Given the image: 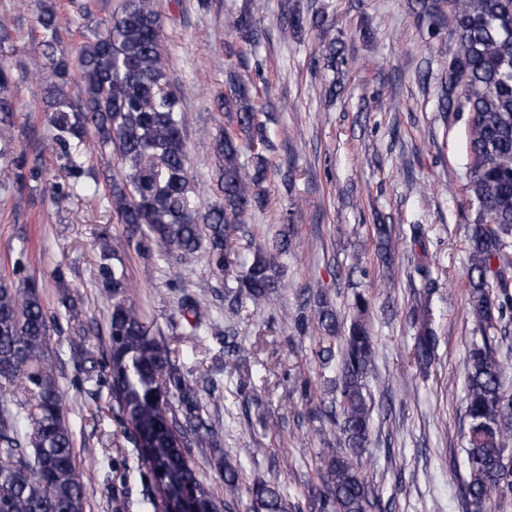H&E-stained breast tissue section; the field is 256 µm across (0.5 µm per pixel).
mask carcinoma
I'll return each mask as SVG.
<instances>
[{
    "mask_svg": "<svg viewBox=\"0 0 512 512\" xmlns=\"http://www.w3.org/2000/svg\"><path fill=\"white\" fill-rule=\"evenodd\" d=\"M415 14L431 35L452 25L455 51L442 82L440 109L469 114L466 133L469 161L465 187L477 204L470 224L468 282L479 295L472 317L480 327L500 325L512 333V297L505 268L512 265V0H416ZM44 62H35L46 85V140L64 160V179L46 176L40 155L21 151L10 160L13 185L22 189L42 183L54 199L81 198L91 191V170L82 147L89 136L113 148L121 178L112 180L111 202L118 222L147 241L160 257L189 265L205 251L213 273L233 281L224 298L242 297L256 306L278 288L282 258L292 230L283 228L257 246L240 271L234 235L251 209L266 204L263 184L270 166L264 155L269 139L258 115L267 111L266 95L253 80H237L215 99L218 109L234 114L231 124L206 141L217 166L223 201L203 206L192 196L190 152L184 138L187 115L177 89L166 74L155 0H121L110 19L73 55L59 54L65 18L46 3L37 16ZM323 16L287 14L285 37L321 29ZM227 28L248 44L259 39L257 19L249 9L230 13ZM326 66L345 62L343 48L332 41L323 50ZM78 91H72V87ZM11 66L0 55V122L14 112L9 95ZM380 260L391 264V225H375ZM101 286L112 294L109 318L110 391L124 434L146 447L147 469L161 495L164 512H287L285 496L274 483L244 486L229 453L215 457L224 472V497L202 480L191 459L192 448H212L220 420L203 417L199 392L219 402L205 376L202 387L189 383L176 364V351L159 329L146 321L125 297L123 267H100ZM502 295L491 293L492 288ZM352 319L342 336L334 392V417L350 452L324 448L318 475L323 487L319 512H369L371 484L361 470L370 441L367 378L373 369L374 345L363 315L367 299L356 294ZM187 336L193 343L206 325L199 303L186 306ZM308 321L329 335L341 331L331 308L319 306ZM50 321L34 278L19 287L0 279V390L17 397V411L0 409V512H84L85 491L96 481L92 470L77 468L72 434L62 414L61 394L46 355ZM437 338L429 311L418 318L411 360L424 370L435 360ZM468 477L462 485L466 512L487 507L512 491V389L502 378L499 344L484 336L467 356L465 384Z\"/></svg>",
    "mask_w": 512,
    "mask_h": 512,
    "instance_id": "carcinoma-1",
    "label": "carcinoma"
}]
</instances>
